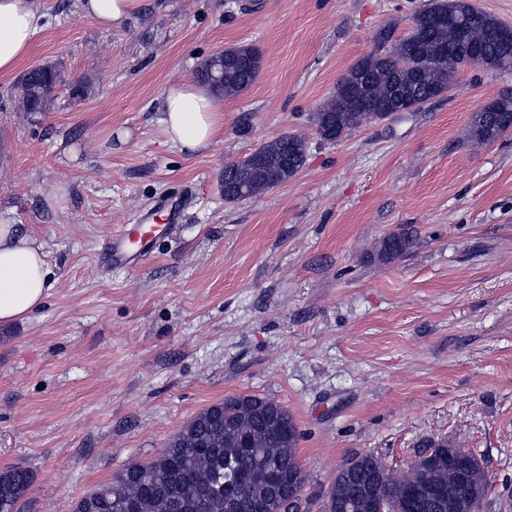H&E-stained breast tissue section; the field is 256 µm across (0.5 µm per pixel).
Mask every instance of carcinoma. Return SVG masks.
Here are the masks:
<instances>
[{"label":"carcinoma","mask_w":512,"mask_h":512,"mask_svg":"<svg viewBox=\"0 0 512 512\" xmlns=\"http://www.w3.org/2000/svg\"><path fill=\"white\" fill-rule=\"evenodd\" d=\"M508 24L472 0H431L397 36L383 29L378 48L337 82L314 116L316 133L336 142L392 112L416 111L452 88L466 66L512 69ZM261 54L238 45L210 55L199 76L226 97L245 91L257 78ZM62 81L52 66L21 77L26 108L43 112ZM512 129V92H503L474 113L469 135L494 142ZM305 141L283 135L243 160L224 164V200L237 202L282 184L305 165ZM416 235L407 228L386 235L379 256L406 255ZM299 430L279 403L256 395L228 398L199 412L148 461L127 465L72 505V512H310L308 479L298 458ZM422 464L405 471L365 453L342 465L322 497L319 512H479L490 490L482 460L471 449L432 442ZM30 472L0 469V512H22Z\"/></svg>","instance_id":"carcinoma-1"}]
</instances>
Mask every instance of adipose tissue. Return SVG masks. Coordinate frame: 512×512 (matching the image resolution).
Here are the masks:
<instances>
[{
	"mask_svg": "<svg viewBox=\"0 0 512 512\" xmlns=\"http://www.w3.org/2000/svg\"><path fill=\"white\" fill-rule=\"evenodd\" d=\"M148 0H80V12L104 28L121 26ZM42 16L31 0H0V73L14 72L28 55ZM168 140L194 154L209 149L224 128V109L206 88L176 84L161 102ZM44 246L15 224H0V324L28 317L51 286Z\"/></svg>",
	"mask_w": 512,
	"mask_h": 512,
	"instance_id": "ef3b65f1",
	"label": "adipose tissue"
}]
</instances>
